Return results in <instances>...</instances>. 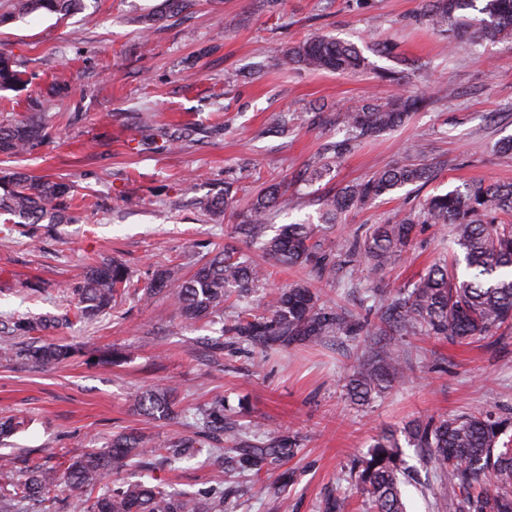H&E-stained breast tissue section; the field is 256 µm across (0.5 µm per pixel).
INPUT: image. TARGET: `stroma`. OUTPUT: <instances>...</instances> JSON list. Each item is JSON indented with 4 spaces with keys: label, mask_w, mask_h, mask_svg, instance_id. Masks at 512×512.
<instances>
[{
    "label": "stroma",
    "mask_w": 512,
    "mask_h": 512,
    "mask_svg": "<svg viewBox=\"0 0 512 512\" xmlns=\"http://www.w3.org/2000/svg\"><path fill=\"white\" fill-rule=\"evenodd\" d=\"M163 0H84L83 10L45 12L0 26V53L24 73L16 90L0 91V123L50 101L55 137L30 153L0 156V169L73 181V220L34 234L0 221V348L53 341L67 347L62 364L43 368L0 359V419L23 427L0 444L12 458L0 491L24 482L27 463L62 466L113 434L135 429L156 447L194 430L223 400L224 419L250 441L290 447L251 471L233 454L179 462L151 458L123 477L190 494L223 497L225 512H321L329 494L349 496L369 512L350 480L355 457L385 430L430 415L484 410L512 419V328L468 344L407 337L405 378L360 405L346 378L381 347V336H331L262 352L242 342L217 345L216 326L181 321L162 297L126 302L93 320L74 316L72 290L86 267L112 257L133 280L156 266L190 273L203 248L238 246L237 214L263 188L283 184L295 201L278 223L311 222L321 250L343 257L373 225L418 211L424 199L473 181L512 182V36L472 45L468 33L427 25L418 0H194L184 12L145 26ZM233 26H225V19ZM315 35L353 43L368 67L357 74L314 73L287 56ZM423 93L429 105L399 128L353 139L347 112L374 100ZM287 113L286 133L273 129ZM172 140L169 151L152 148ZM347 144L343 154L336 145ZM433 164L426 185L407 186L321 223L318 198L383 169ZM330 163L321 177L305 169ZM232 183L236 200L215 219L194 201ZM448 232L422 224L407 256L381 280L320 285L322 301L357 316L374 308V288L413 286L448 254ZM52 316L58 328L12 333L21 317ZM118 350L120 362L101 356ZM173 386L183 413L159 421L134 404L136 394ZM414 479L404 485L408 512H448L434 493L433 470L416 449H403Z\"/></svg>",
    "instance_id": "stroma-1"
}]
</instances>
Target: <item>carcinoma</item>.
Instances as JSON below:
<instances>
[{
	"label": "carcinoma",
	"instance_id": "carcinoma-1",
	"mask_svg": "<svg viewBox=\"0 0 512 512\" xmlns=\"http://www.w3.org/2000/svg\"><path fill=\"white\" fill-rule=\"evenodd\" d=\"M477 0H422L421 12L434 28L466 25L462 11ZM82 0H10L9 10L0 13V25L44 10L67 14L81 8ZM483 18L471 33L474 40H494L512 33V0H482ZM291 61L318 72L348 73L366 67L365 58L352 44L329 37H315L288 50ZM22 81L18 64L0 54V90ZM427 97H400L389 105L368 103L347 115V126L361 138L377 136L401 126L410 113L425 106ZM49 136L46 113L33 112L6 126L0 125V154L27 153L43 145ZM434 170L427 163H407L385 169L368 179L348 185L321 198L326 223L335 224L343 215L366 202L408 185L428 182ZM230 188L222 196H205L198 208L213 217L224 215ZM74 201L72 186L63 181L31 179L19 172L0 171V212L34 229L38 224H66ZM288 208L287 190L272 184L260 192L238 214L233 233L260 244L273 264L309 270L320 280L336 279V259L321 253L313 242L312 224H272ZM512 214V184H472L427 198L420 212L405 215L391 224H378L363 241H353L344 258L348 270L367 265L376 279L396 264L410 246L419 224H445L451 243L463 258L431 265L416 286L383 305L384 311L372 323L353 317L341 307L318 303L316 289L299 282L252 308L242 307L225 323L221 333L262 351L286 349L302 341H319L326 336H392L394 340L375 358L356 368L348 379V391L356 401L366 402L382 394L395 379L404 377L406 350L399 340L425 332L453 343L493 334L512 321V224L502 216ZM465 264L466 275L458 274ZM265 270L247 255L226 248L214 253L188 278L169 267L154 272L141 286L131 280L124 265L103 259L87 270L76 288L79 314L94 318L109 311L130 291L142 292L148 300L162 295L171 300L181 320L195 324L207 321L224 307L230 296L242 302L262 287ZM67 349L53 343L15 351L0 349V357H21L42 367L61 363ZM145 414L158 420L181 414L176 391L160 388L136 397ZM512 425L488 412L428 417L410 422L405 428L408 441L432 463L439 479V494L452 512H512V436L503 439ZM238 445L242 431L224 424V405L218 404L209 418L198 426L193 438L169 446L175 459L185 453L205 450L211 439ZM290 448L256 446L242 456L241 466L252 469L267 455H287ZM152 452L147 436L138 431L121 432L105 448H91L69 460L61 472L46 469L38 461L28 465L29 475L18 495L33 501H51V493L64 485L80 492L91 491L104 480L119 474L132 463H146ZM484 471L493 473L494 490L478 484ZM406 462L395 433L380 435L367 455L354 462V476L371 512H406L401 484ZM87 512H224V500L172 493L144 483L119 484L112 492L86 498Z\"/></svg>",
	"mask_w": 512,
	"mask_h": 512
}]
</instances>
